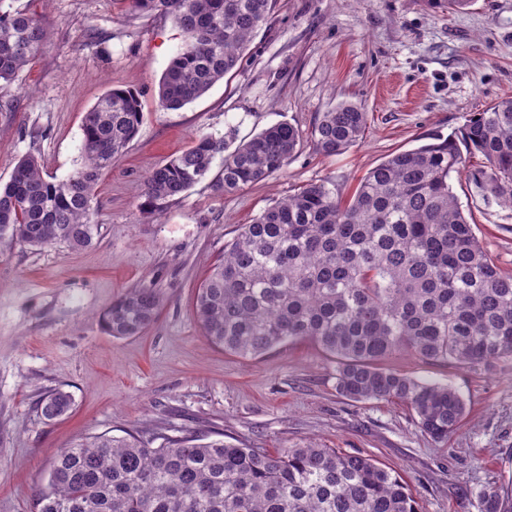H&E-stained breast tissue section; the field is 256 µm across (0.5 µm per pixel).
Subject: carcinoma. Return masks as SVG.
Returning a JSON list of instances; mask_svg holds the SVG:
<instances>
[{
	"label": "carcinoma",
	"instance_id": "obj_1",
	"mask_svg": "<svg viewBox=\"0 0 512 512\" xmlns=\"http://www.w3.org/2000/svg\"><path fill=\"white\" fill-rule=\"evenodd\" d=\"M135 12L171 16L182 47L159 82L158 103L179 109L241 66L274 0H128ZM42 18L0 14V81L10 82L40 53ZM141 95L112 88L85 113L82 160L63 179L28 154L0 184V246L17 240L74 251L96 244L91 204L102 175L139 132ZM364 108L341 102L311 131L313 150L332 157L363 138ZM302 131L273 124L248 140L202 134L147 177L140 205L162 211L203 181L216 159L215 191L233 194L281 171ZM488 164L486 189L512 206V98L473 113L459 135L396 152L372 168L346 199L325 179L275 202L240 225L201 282L195 315L203 336L226 352L260 356L310 341L336 359V390L353 401H396L423 432L446 443L466 414L447 383L386 367L396 355L488 367L512 359V272L486 252L450 183L460 147ZM162 305L153 288H130L101 313L114 338L139 336ZM74 405L46 391L40 417L57 421ZM38 512H418L397 474L359 454L307 443L283 451L197 442L193 434L127 431L81 438L54 457ZM482 512H512L506 493L482 496Z\"/></svg>",
	"mask_w": 512,
	"mask_h": 512
}]
</instances>
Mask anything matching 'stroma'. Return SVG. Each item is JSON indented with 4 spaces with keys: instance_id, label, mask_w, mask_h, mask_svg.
<instances>
[{
    "instance_id": "stroma-1",
    "label": "stroma",
    "mask_w": 512,
    "mask_h": 512,
    "mask_svg": "<svg viewBox=\"0 0 512 512\" xmlns=\"http://www.w3.org/2000/svg\"><path fill=\"white\" fill-rule=\"evenodd\" d=\"M42 15L48 40L12 82H0V182L18 160L41 158L63 178L80 163L82 119L112 88L141 94L143 119L93 200L100 237L75 253L16 242L0 249V512H36L59 449L111 431L223 434L271 452L308 441L373 458L399 474L419 512H481L483 492L512 479V360L458 367L410 354L408 376L451 384L467 415L447 444L397 402H354L336 390V362L310 343L259 357L213 346L194 316L197 289L237 225L275 200L333 179L351 193L388 155L441 142L469 115L512 98V0H277L240 69L178 110L158 83L183 43L172 17L137 14L127 0H0ZM368 114L361 141L324 157L303 142L286 167L232 195L202 181L145 217L144 183L195 136L251 137L280 121L310 133L338 103ZM481 158L451 184L491 258L512 270V208L485 188ZM135 287L157 289L155 323L134 338L100 314ZM59 388L71 413L44 422L37 401Z\"/></svg>"
}]
</instances>
